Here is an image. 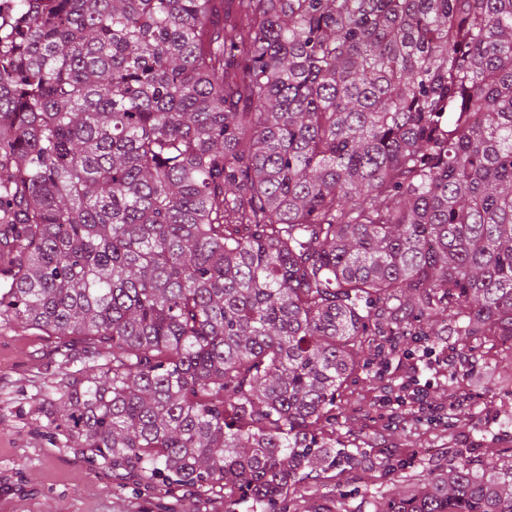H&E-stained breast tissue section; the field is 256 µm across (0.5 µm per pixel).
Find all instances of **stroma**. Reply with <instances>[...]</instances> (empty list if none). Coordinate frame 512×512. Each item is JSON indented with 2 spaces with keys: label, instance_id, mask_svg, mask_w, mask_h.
Here are the masks:
<instances>
[{
  "label": "stroma",
  "instance_id": "obj_1",
  "mask_svg": "<svg viewBox=\"0 0 512 512\" xmlns=\"http://www.w3.org/2000/svg\"><path fill=\"white\" fill-rule=\"evenodd\" d=\"M55 346L34 330H0V512H252L225 503L223 489L147 483L70 447L44 415L59 380ZM413 375L436 405L459 393L454 427L438 408L421 423L397 422L402 409L384 387ZM338 411L336 438L359 448V465L312 474L289 491L286 512H367L369 501L445 468L459 452L481 469L512 459V350L486 342L460 356L442 344L427 355L398 340L389 359L350 383Z\"/></svg>",
  "mask_w": 512,
  "mask_h": 512
}]
</instances>
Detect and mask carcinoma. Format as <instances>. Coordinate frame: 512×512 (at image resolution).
Returning a JSON list of instances; mask_svg holds the SVG:
<instances>
[{
  "instance_id": "1",
  "label": "carcinoma",
  "mask_w": 512,
  "mask_h": 512,
  "mask_svg": "<svg viewBox=\"0 0 512 512\" xmlns=\"http://www.w3.org/2000/svg\"><path fill=\"white\" fill-rule=\"evenodd\" d=\"M2 327L116 470L268 507L351 470L365 337L512 341V0H9ZM373 512H512V464Z\"/></svg>"
}]
</instances>
